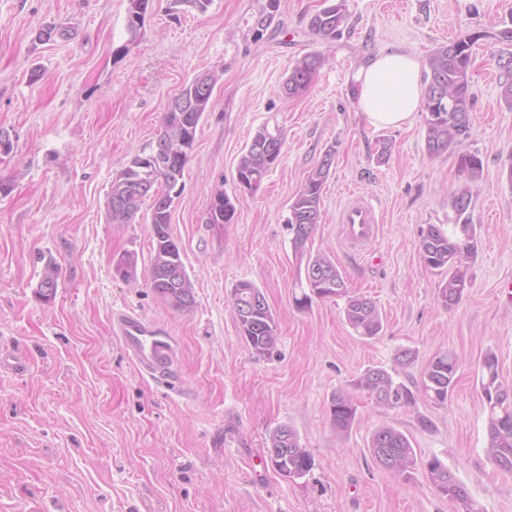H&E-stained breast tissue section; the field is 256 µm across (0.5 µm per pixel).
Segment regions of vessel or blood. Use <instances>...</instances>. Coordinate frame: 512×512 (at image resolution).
Here are the masks:
<instances>
[{
    "label": "vessel or blood",
    "instance_id": "obj_1",
    "mask_svg": "<svg viewBox=\"0 0 512 512\" xmlns=\"http://www.w3.org/2000/svg\"><path fill=\"white\" fill-rule=\"evenodd\" d=\"M340 222L345 236L357 242L374 234L378 218L373 203L364 198L345 210ZM115 332L142 376L162 382L171 390H179L173 362L175 341L165 328L124 311L116 317Z\"/></svg>",
    "mask_w": 512,
    "mask_h": 512
}]
</instances>
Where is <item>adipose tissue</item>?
<instances>
[{
  "label": "adipose tissue",
  "mask_w": 512,
  "mask_h": 512,
  "mask_svg": "<svg viewBox=\"0 0 512 512\" xmlns=\"http://www.w3.org/2000/svg\"><path fill=\"white\" fill-rule=\"evenodd\" d=\"M424 94L422 60L397 48L379 53L357 78L355 97L371 126L399 127L411 122Z\"/></svg>",
  "instance_id": "1"
}]
</instances>
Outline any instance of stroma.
I'll list each match as a JSON object with an SVG mask.
<instances>
[{"instance_id":"1","label":"stroma","mask_w":512,"mask_h":512,"mask_svg":"<svg viewBox=\"0 0 512 512\" xmlns=\"http://www.w3.org/2000/svg\"><path fill=\"white\" fill-rule=\"evenodd\" d=\"M267 0H211L206 12L168 16L151 0L142 27L128 28V0H0V512H462L430 483L438 458L465 484L478 512H512V472L490 461L479 364L494 353L512 384V111L490 57L512 24V0H344L348 22L333 39L309 29L322 0H280L257 30ZM69 40L40 42L47 24ZM479 31L471 68L473 114L462 151L483 173L469 180L455 155L430 157L425 114L401 128L370 126L354 97L356 74L378 53L403 47L428 59L449 39ZM308 53L326 62L290 97L289 65ZM40 79H32L33 69ZM213 70L220 79L187 162L171 233L195 288L187 311L150 287L148 209L127 224L107 218L113 176L153 140L182 83ZM285 137L281 158L253 190L237 181L245 146L262 126ZM391 146L378 161L382 143ZM333 164L321 222L307 249L330 257L348 292L370 298L378 336H357L345 298L297 308L304 266L286 224L289 205L325 152ZM235 206L231 223H209L216 192ZM468 192L476 252L471 282L453 309L438 302L437 271L421 234L455 221ZM366 194L379 224L368 240L341 233L342 211ZM136 259L134 278L115 264ZM58 270L52 301L38 295L47 264ZM242 281L264 293L279 342L266 356L241 337L231 292ZM131 310L173 336L181 389L143 377L112 333ZM412 354L397 361L400 351ZM461 358L447 403L425 395L385 409L354 381L372 367L420 386L430 360ZM353 391L357 418L332 423L336 392ZM432 428H423L421 418ZM405 434L417 458L396 475L372 457L374 430ZM290 426L314 458L288 478L268 458L269 436Z\"/></svg>"}]
</instances>
